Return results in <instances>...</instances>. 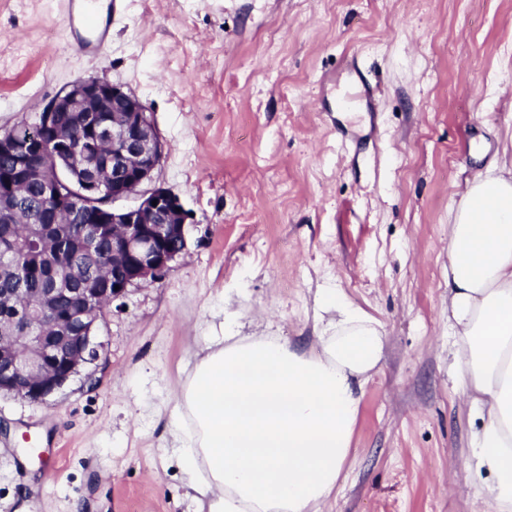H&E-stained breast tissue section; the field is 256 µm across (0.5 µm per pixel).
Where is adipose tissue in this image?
<instances>
[{
    "label": "adipose tissue",
    "mask_w": 512,
    "mask_h": 512,
    "mask_svg": "<svg viewBox=\"0 0 512 512\" xmlns=\"http://www.w3.org/2000/svg\"><path fill=\"white\" fill-rule=\"evenodd\" d=\"M316 306L315 352L240 335L232 314L196 352L169 420L194 512H324L385 337L338 289H319ZM448 322L475 425L469 465L512 512V164L468 183L452 211Z\"/></svg>",
    "instance_id": "ef3b65f1"
}]
</instances>
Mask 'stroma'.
Listing matches in <instances>:
<instances>
[{
    "label": "stroma",
    "mask_w": 512,
    "mask_h": 512,
    "mask_svg": "<svg viewBox=\"0 0 512 512\" xmlns=\"http://www.w3.org/2000/svg\"><path fill=\"white\" fill-rule=\"evenodd\" d=\"M90 76L146 104L187 250L99 322L96 388L0 394V512H188L164 439L191 353L228 309L312 350L321 288L385 336L328 512H496L464 465L448 223L512 144V0H115L99 53L61 0H0V131Z\"/></svg>",
    "instance_id": "stroma-1"
}]
</instances>
